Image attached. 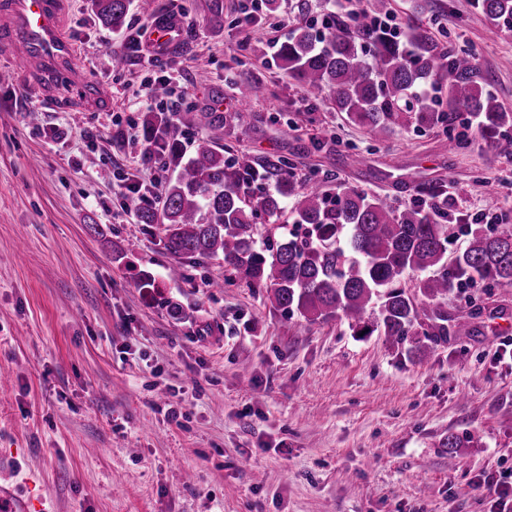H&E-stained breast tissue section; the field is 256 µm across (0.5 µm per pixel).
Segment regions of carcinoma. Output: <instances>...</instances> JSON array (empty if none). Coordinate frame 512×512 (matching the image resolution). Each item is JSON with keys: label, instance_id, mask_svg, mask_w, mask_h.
Returning a JSON list of instances; mask_svg holds the SVG:
<instances>
[{"label": "carcinoma", "instance_id": "1", "mask_svg": "<svg viewBox=\"0 0 512 512\" xmlns=\"http://www.w3.org/2000/svg\"><path fill=\"white\" fill-rule=\"evenodd\" d=\"M472 2L492 34L512 31V0ZM130 4L94 0L93 8L101 24L119 30ZM278 58L307 96L329 94L337 110L377 140L406 118L422 124L452 120L449 112L431 110L424 95L429 84L447 90L454 108L479 117L497 154L512 156V136H497L512 126V113L475 80V57L438 52L419 26L395 40L387 29L370 24L351 33L331 13L321 33L296 27ZM253 120L245 106L225 113L189 109L175 119L166 112L142 117L148 153L175 164L176 174L166 186L163 210L145 206L137 218L164 226L163 247L172 256L221 258L226 270L266 289L270 302L287 313L296 310L311 321L343 317L359 336L380 330L401 344L436 343L448 336L450 320L457 331L471 332V308L450 315L439 306L453 288L479 281L512 288V224L487 233L449 222L437 203L400 208L350 187L333 195L317 186L302 189L284 159L262 164L246 152L226 157L207 142L182 160L180 128L247 129ZM257 181L268 185L248 191ZM290 200L304 236H285L271 243L268 253L258 251L253 225L280 214ZM460 235L468 237V245L448 266L447 247ZM418 272L428 273L418 285L426 308L401 285Z\"/></svg>", "mask_w": 512, "mask_h": 512}]
</instances>
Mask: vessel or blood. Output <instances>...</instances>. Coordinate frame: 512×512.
Instances as JSON below:
<instances>
[{
  "mask_svg": "<svg viewBox=\"0 0 512 512\" xmlns=\"http://www.w3.org/2000/svg\"><path fill=\"white\" fill-rule=\"evenodd\" d=\"M183 21L167 16L156 21L146 38L168 49L180 36ZM0 34L15 46L24 64L40 65L47 80L74 77V45L65 35L60 0H0Z\"/></svg>",
  "mask_w": 512,
  "mask_h": 512,
  "instance_id": "vessel-or-blood-1",
  "label": "vessel or blood"
}]
</instances>
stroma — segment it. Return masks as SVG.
<instances>
[{
  "mask_svg": "<svg viewBox=\"0 0 512 512\" xmlns=\"http://www.w3.org/2000/svg\"><path fill=\"white\" fill-rule=\"evenodd\" d=\"M215 1L134 0L115 32L95 22L91 0H63L75 66L108 98L102 109L68 84L41 90L40 70L0 40L7 480L54 512H489L479 475L512 469V360L500 357L512 288L453 289L448 313L483 314L470 335L424 351L284 312L265 289L227 279L223 261L175 259L160 225L138 223L173 174L148 154L142 116L157 111L148 91L162 79L171 109L245 102L250 128L187 132L186 156L208 141L285 157L301 185L346 184L397 207L433 195L472 221L492 200L512 222V161L465 129L463 110L449 127L411 121L371 140L280 70L277 46L303 19L289 0L250 22L241 0H219L215 21ZM390 10L440 50L474 53L477 80L512 112V31L491 36L471 0H390ZM166 14L183 33L152 65L132 39ZM452 134L464 139L453 154ZM355 150L363 164L350 163ZM177 263L184 276L169 280ZM451 433L470 434V447L448 452Z\"/></svg>",
  "mask_w": 512,
  "mask_h": 512,
  "instance_id": "1",
  "label": "stroma"
}]
</instances>
